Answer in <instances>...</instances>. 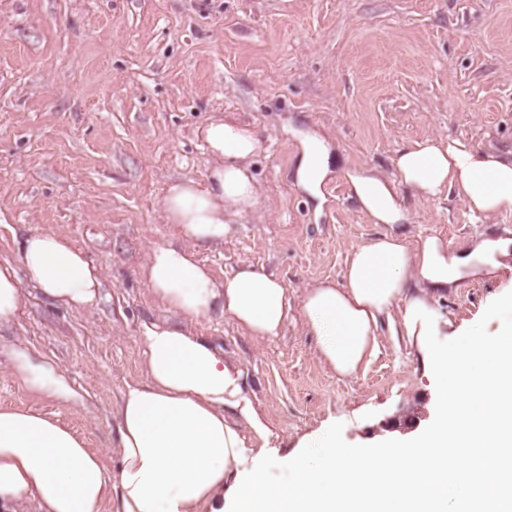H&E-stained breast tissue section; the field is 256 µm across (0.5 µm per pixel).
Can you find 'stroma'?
Listing matches in <instances>:
<instances>
[{
	"instance_id": "obj_1",
	"label": "stroma",
	"mask_w": 512,
	"mask_h": 512,
	"mask_svg": "<svg viewBox=\"0 0 512 512\" xmlns=\"http://www.w3.org/2000/svg\"><path fill=\"white\" fill-rule=\"evenodd\" d=\"M224 116L261 132L259 206L198 256L216 278L248 263L301 295L340 279L353 248L383 230L351 196L348 169L390 172L401 145L434 135L512 151V0H0V260H17L25 232H54L105 277L95 309L33 290L0 330L66 370L84 407L32 400L0 372V408L56 414L113 471L114 409L142 379L139 327L171 318L138 269L153 242H177L161 197L173 179L204 181L212 159L200 129ZM300 130L334 146L318 198L295 183ZM405 202L410 242L512 238V212L475 223L454 196ZM511 292L505 270L459 282L439 306L457 324L485 320ZM193 328L244 373L266 428L248 447L285 456L332 424L364 448L413 436L437 412L436 388L393 336L343 378L299 318L273 339L217 314Z\"/></svg>"
}]
</instances>
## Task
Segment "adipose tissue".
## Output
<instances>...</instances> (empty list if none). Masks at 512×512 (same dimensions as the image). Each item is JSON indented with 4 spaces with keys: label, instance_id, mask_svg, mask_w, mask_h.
<instances>
[{
    "label": "adipose tissue",
    "instance_id": "adipose-tissue-1",
    "mask_svg": "<svg viewBox=\"0 0 512 512\" xmlns=\"http://www.w3.org/2000/svg\"><path fill=\"white\" fill-rule=\"evenodd\" d=\"M213 159L205 183L172 181L161 204L179 244L154 242L138 270L174 323L139 329L143 379L117 411L121 468L57 417L0 408V512H512V295L482 324L450 328L437 301L465 279H490L512 263V238H481L466 249L427 236L410 243L404 191L428 202L462 200L474 220L512 211V156L459 138L426 137L399 147L391 173L348 171L352 194L377 237L347 257L340 279L316 281L301 297L264 269L244 264L216 279L199 246L223 242L256 206L251 172L260 132L233 119L202 129ZM299 187L320 195L331 171L323 137L301 138ZM20 265L0 261V329L11 326L32 285L54 304L97 307L101 270L67 237L31 231L16 241ZM220 313L257 339L278 336L297 313L320 360L349 377L375 356L388 330L415 350L441 395L417 437L349 448L326 427L285 457L248 467L246 430L262 432L242 372L190 329ZM0 370L35 399L83 404L65 370L24 343L0 341Z\"/></svg>",
    "mask_w": 512,
    "mask_h": 512
}]
</instances>
